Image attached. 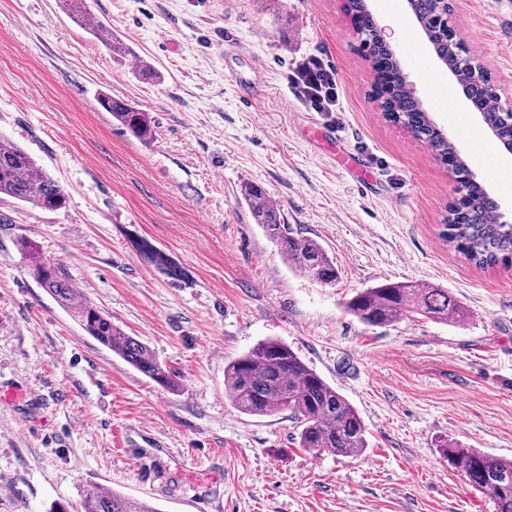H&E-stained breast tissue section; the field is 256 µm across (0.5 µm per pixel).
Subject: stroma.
Segmentation results:
<instances>
[{
    "label": "stroma",
    "instance_id": "obj_1",
    "mask_svg": "<svg viewBox=\"0 0 512 512\" xmlns=\"http://www.w3.org/2000/svg\"><path fill=\"white\" fill-rule=\"evenodd\" d=\"M130 48L115 56L57 0H0V135L68 190L46 212L0 197V512H48L98 485L160 512H495L440 458L438 438L512 458V263L481 269L443 238L463 194L449 165L383 114L374 63L344 0H88ZM469 56L512 102V0H453ZM422 109L512 222L499 177L512 154L476 112L448 124L427 86L455 85L407 0L377 10ZM432 60L422 73L407 52ZM318 60L337 111L292 85ZM150 62L159 77L135 74ZM258 78L261 95L242 89ZM149 112L142 143L99 103ZM262 185L289 223L321 242L339 279L288 267L242 199ZM40 246L78 298L107 312L180 377L167 392L101 346L29 274L17 242ZM149 244L157 264L142 252ZM445 288L467 315L370 327L343 310L382 281ZM288 345L356 408L361 456L298 447L288 413H240L224 366L265 339Z\"/></svg>",
    "mask_w": 512,
    "mask_h": 512
}]
</instances>
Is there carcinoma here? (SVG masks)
Instances as JSON below:
<instances>
[{
  "label": "carcinoma",
  "instance_id": "carcinoma-1",
  "mask_svg": "<svg viewBox=\"0 0 512 512\" xmlns=\"http://www.w3.org/2000/svg\"><path fill=\"white\" fill-rule=\"evenodd\" d=\"M58 5L108 52L129 53V48L112 30L102 24L88 23L86 0H58ZM411 10L420 26L428 31V38L441 45L448 63L457 65L463 49L434 25L435 0H411ZM361 26L365 35L363 45L369 54L376 57L385 53L383 46L373 40L375 26L371 21L364 17ZM384 79L390 98L383 105L386 116L398 115L399 123L427 140L437 159L448 161L453 147L407 89L398 65L389 68ZM105 100L106 111L125 132L143 143L155 138V125L149 113L121 99L107 96ZM0 195L49 212L66 208L69 199L66 189L32 156L1 137ZM242 196L255 223L288 265L320 283L336 282L338 270L325 248L287 223L262 186L247 183L242 187ZM444 236L477 267L488 268L512 259V224L498 222L496 201L475 185L469 188L463 214L449 215ZM18 246L31 259L35 282L83 331L158 387L166 391L178 388L176 373L143 341L125 333L92 303L76 300L71 280L59 266L40 257L36 244L22 238ZM345 310L363 324L375 327L391 325L407 315L442 323H458L465 316L464 307L447 289L423 287L413 282L386 281L366 288L348 299ZM224 392L245 415L289 413L297 423L298 446L316 454L355 457L368 447L366 428L355 407L278 340H264L228 362L224 366ZM437 448L448 466L463 474L472 487L491 495L496 512H512V459L445 438L438 441ZM80 512H159V509L113 490L90 486L83 491Z\"/></svg>",
  "mask_w": 512,
  "mask_h": 512
}]
</instances>
